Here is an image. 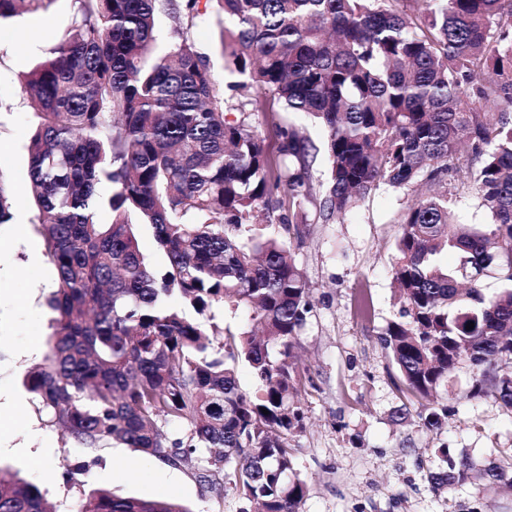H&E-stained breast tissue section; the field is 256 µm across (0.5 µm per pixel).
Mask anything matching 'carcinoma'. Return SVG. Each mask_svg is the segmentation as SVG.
<instances>
[{"label":"carcinoma","mask_w":512,"mask_h":512,"mask_svg":"<svg viewBox=\"0 0 512 512\" xmlns=\"http://www.w3.org/2000/svg\"><path fill=\"white\" fill-rule=\"evenodd\" d=\"M410 1L206 0L223 17L217 49L241 77L230 88L245 91L230 105L188 29L158 48V14L204 19L200 0H73L69 37L21 88L37 118L28 185L57 313L45 361L25 383L79 445L116 441L194 462L240 512H300L309 488L292 441L309 372L296 348L311 301L282 232L301 235L310 202L322 220H340L380 187L418 183L427 192L402 207L391 267L399 317L382 337L396 388L434 428L448 417L438 389L467 365L471 395L512 411V373L502 372L512 364V0ZM53 2L0 0V22ZM254 88L319 123L322 143L283 127L271 155L253 124L266 111ZM320 156L329 175L316 196ZM464 168L491 218L480 227L451 219ZM285 205L279 223L257 222ZM139 224L152 227L164 271L141 252ZM217 310L227 322H214ZM241 311L258 330L232 325ZM241 363L251 392L238 383ZM442 453L448 468L429 473L433 489L472 478L470 457ZM481 475L512 496L502 469ZM0 512H48L47 502L0 466ZM78 512L190 510L100 488Z\"/></svg>","instance_id":"obj_1"}]
</instances>
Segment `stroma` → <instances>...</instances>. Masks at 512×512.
<instances>
[{"label":"stroma","instance_id":"35a3bbf8","mask_svg":"<svg viewBox=\"0 0 512 512\" xmlns=\"http://www.w3.org/2000/svg\"><path fill=\"white\" fill-rule=\"evenodd\" d=\"M74 19L72 0H55L45 13L0 23V185L13 202L14 221L0 225V394L16 396L19 406L0 414V464L37 484L55 512H78L96 488L151 498L173 495L190 512H239L234 496L217 499L199 480L195 464L177 466L120 444L82 448L54 425L24 385L30 368L49 351L52 312L47 299L55 269L32 219L29 193L28 136L35 116L20 81L52 46L64 41ZM216 15L190 29L210 52L221 94L234 77L214 47ZM269 148L276 130L305 128L314 141L323 131L298 113L271 103L257 118ZM403 194L380 188L343 221L324 224L315 204H307V224L292 240L299 268L311 289L312 311L300 336V354L314 384L300 394L303 432L294 442L295 464L310 486L302 512H512L504 497L483 481L436 492L429 473L444 469L440 454L467 453L478 466L512 462V412L489 396L474 397L473 372L462 366L441 395L450 413L441 428L424 427L417 402H405L396 389L398 372L381 344L399 305L390 268L400 234ZM26 231H18V224ZM408 406L410 416L395 420L394 410ZM93 459L89 471L67 481L63 465L77 456Z\"/></svg>","mask_w":512,"mask_h":512}]
</instances>
